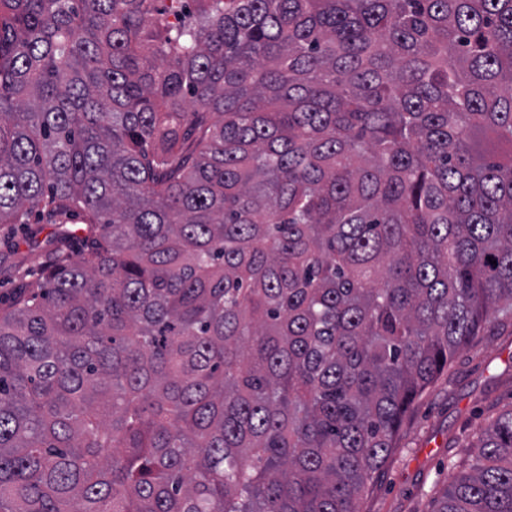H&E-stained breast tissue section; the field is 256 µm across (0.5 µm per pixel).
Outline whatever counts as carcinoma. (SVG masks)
<instances>
[{"label":"carcinoma","instance_id":"1","mask_svg":"<svg viewBox=\"0 0 512 512\" xmlns=\"http://www.w3.org/2000/svg\"><path fill=\"white\" fill-rule=\"evenodd\" d=\"M156 2L0 0V512H355L512 322V0ZM472 449L436 512H512ZM41 232L35 239L30 238L17 229H11L7 224L0 225V253L14 251L17 256H27L32 263L28 270L36 269V262L40 253L48 248L54 237L55 227L53 224H40ZM24 275V270H21L19 273L10 269L8 267V263H1L0 266V312L5 310L10 302L14 292L18 288L19 283L22 281V276Z\"/></svg>","mask_w":512,"mask_h":512}]
</instances>
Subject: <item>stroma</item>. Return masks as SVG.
<instances>
[{
    "instance_id": "35a3bbf8",
    "label": "stroma",
    "mask_w": 512,
    "mask_h": 512,
    "mask_svg": "<svg viewBox=\"0 0 512 512\" xmlns=\"http://www.w3.org/2000/svg\"><path fill=\"white\" fill-rule=\"evenodd\" d=\"M0 225V253L38 259L54 237ZM512 408V326L474 337L448 371L413 404L397 446L356 503L357 512H436L454 477L471 463L469 447L499 412Z\"/></svg>"
}]
</instances>
